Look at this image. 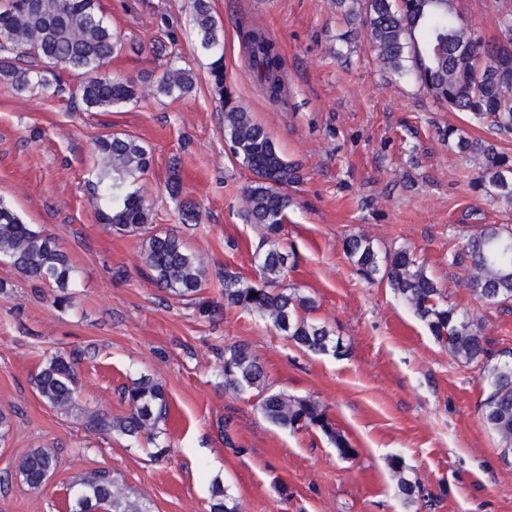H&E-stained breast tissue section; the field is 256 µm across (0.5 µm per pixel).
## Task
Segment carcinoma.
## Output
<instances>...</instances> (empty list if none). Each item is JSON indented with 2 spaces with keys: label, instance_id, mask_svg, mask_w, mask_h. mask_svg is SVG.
<instances>
[{
  "label": "carcinoma",
  "instance_id": "obj_1",
  "mask_svg": "<svg viewBox=\"0 0 512 512\" xmlns=\"http://www.w3.org/2000/svg\"><path fill=\"white\" fill-rule=\"evenodd\" d=\"M0 0V83L17 93L43 90L65 98L74 112H110L138 101L151 91L157 97L184 98L195 89L192 70L175 64L152 84L101 72L124 47V36L108 23L101 0ZM453 0H363V23L378 61L399 76L415 74L423 88L451 112H465L492 134H512V7L498 16L500 38L485 42L462 26ZM64 16L66 24L56 19ZM192 28L197 49L209 60V75L224 102V140L233 158L252 175L244 192L246 213L276 236L288 222L292 199L288 185L297 179L289 162L267 130L258 124L232 94L224 91L223 25L214 16L210 0H193ZM248 63L271 101L283 91L284 59L277 43L263 30L244 32ZM458 153L481 160L473 188L492 200L512 204V156L495 144L460 133H444ZM99 182L109 204L104 223L119 231L145 230L152 223L145 199L128 186L150 168L151 152L136 139L121 133L99 137L95 144ZM346 256L369 283L387 282L394 293L435 339L457 359L468 364L487 357L482 323L443 303V289L430 277L408 249L383 257L372 241L352 235L343 242ZM0 257L25 276L49 283L65 294L73 267L53 240L26 223L12 207L0 202ZM291 254L278 246L261 256L260 283L248 284L234 273H224V304L268 319L285 339L305 353L339 357L346 353L341 338L325 324L309 317L315 301L279 282L288 275ZM143 261L149 276L179 298L195 295L203 286L205 268L200 256L179 238L155 232L148 235ZM451 264L465 265L466 287L483 302L512 301V231L491 225L471 235ZM224 390L250 393L257 398L263 417L285 429L314 428L347 457L349 442L336 430L327 408L318 400L295 398L270 391L266 373L246 344L224 348ZM487 395L480 404L484 425L501 442V455H512V361L484 367ZM35 388L47 403L59 409L75 404L79 389L74 362L51 357L34 378ZM129 406L125 416L103 411L85 414V428L95 434L118 433L155 443L168 403L162 384L148 374L131 381L122 391ZM58 467V457L48 448H31L18 470L32 489L40 488ZM65 512H152L143 497H131L119 479L108 471H95L69 486ZM210 512H241L239 503L218 481L211 486Z\"/></svg>",
  "mask_w": 512,
  "mask_h": 512
}]
</instances>
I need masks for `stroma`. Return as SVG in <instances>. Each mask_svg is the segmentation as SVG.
I'll use <instances>...</instances> for the list:
<instances>
[{
	"label": "stroma",
	"instance_id": "stroma-1",
	"mask_svg": "<svg viewBox=\"0 0 512 512\" xmlns=\"http://www.w3.org/2000/svg\"><path fill=\"white\" fill-rule=\"evenodd\" d=\"M512 0H454L460 23L497 35ZM224 26V85L279 145L299 174L278 240L246 221L251 173L224 141V107L191 29L192 0H102L125 37L106 71L159 76L170 63L190 68L188 98L145 96L109 112H71L45 94L0 86V200L50 235L73 267L71 302L0 258V512H61L81 476L112 472L154 512H210L221 481L241 512H512V464L478 406L482 370L453 357L384 282H366L342 249L368 236L379 254L413 252L449 305L479 319L492 358L512 352V302L489 305L465 284L451 254L486 224L512 227V206L472 187L479 162L443 140L447 128L479 135L461 112L436 104L411 78L378 62L357 17L336 0H211ZM167 17L169 41L156 27ZM263 29L285 62L278 102L261 92L247 65L245 25ZM130 135L154 163L134 185L150 203L153 229L198 254L205 282L178 299L157 287L142 262L146 232L103 224L94 149L102 134ZM178 172L181 189L167 183ZM200 208L183 223V202ZM279 245L294 252L284 287L312 297L314 319L342 337L346 355L313 356L270 321L224 306V275L258 282L259 257ZM247 344L272 390L313 397L328 408L354 450L338 455L318 430L280 429L254 396L226 392L224 349ZM73 358L81 382L75 410L42 400L33 384L52 354ZM148 374L164 387L169 414L160 445L94 435L83 410L128 411L121 389ZM233 446H226L225 436ZM32 448L54 450L60 465L41 488L27 486L18 462ZM400 457L435 505L405 500L389 467Z\"/></svg>",
	"mask_w": 512,
	"mask_h": 512
}]
</instances>
